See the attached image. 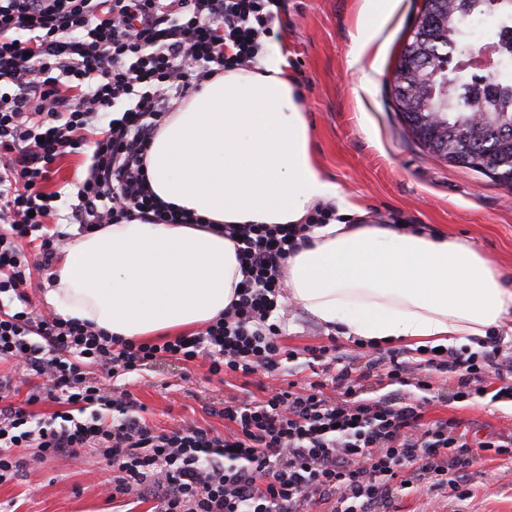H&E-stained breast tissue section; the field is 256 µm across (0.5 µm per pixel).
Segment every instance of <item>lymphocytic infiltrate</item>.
I'll use <instances>...</instances> for the list:
<instances>
[{
	"label": "lymphocytic infiltrate",
	"mask_w": 512,
	"mask_h": 512,
	"mask_svg": "<svg viewBox=\"0 0 512 512\" xmlns=\"http://www.w3.org/2000/svg\"><path fill=\"white\" fill-rule=\"evenodd\" d=\"M288 25V0H0V483L30 462L76 458L95 449L110 464L109 499L151 494L157 512H307L312 498L331 512H375L386 494L429 480L470 498V458L512 459V438L470 443L452 419L426 420L430 372L451 373L460 402L512 400V376L497 372L501 338L479 350L424 346L425 374L399 351L328 372L336 344L309 348L307 368L324 367L300 389L269 388L263 400L229 399L218 415L227 433L186 421L171 431L138 415L130 392L109 378L174 359L208 364L210 374L273 373L296 362L280 336L283 264L310 227L336 219L318 207L302 224H225L243 278L223 317L161 343L132 342L93 323L29 308L36 245L50 267L69 232L51 227L56 194L46 192L56 160L90 150L69 221L78 233L139 219L191 224L194 215L151 192L145 153L171 100L216 74L257 65L275 29ZM120 117L106 119L117 104ZM377 377L381 394L365 396ZM26 392L24 405L13 398ZM51 401L56 411L40 412Z\"/></svg>",
	"instance_id": "1"
}]
</instances>
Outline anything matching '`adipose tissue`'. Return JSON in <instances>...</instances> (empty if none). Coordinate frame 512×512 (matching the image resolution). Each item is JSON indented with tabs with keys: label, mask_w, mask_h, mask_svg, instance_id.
Here are the masks:
<instances>
[{
	"label": "adipose tissue",
	"mask_w": 512,
	"mask_h": 512,
	"mask_svg": "<svg viewBox=\"0 0 512 512\" xmlns=\"http://www.w3.org/2000/svg\"><path fill=\"white\" fill-rule=\"evenodd\" d=\"M280 53L177 104L147 149L149 186L206 226L106 224L75 238L46 297L65 317L126 339L221 316L242 279L221 224H300L340 195L314 161ZM283 267L287 299L348 339L452 343L512 320V289L470 242L382 224H322Z\"/></svg>",
	"instance_id": "1"
}]
</instances>
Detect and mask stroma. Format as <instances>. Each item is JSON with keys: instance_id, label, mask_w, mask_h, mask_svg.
<instances>
[{"instance_id": "35a3bbf8", "label": "stroma", "mask_w": 512, "mask_h": 512, "mask_svg": "<svg viewBox=\"0 0 512 512\" xmlns=\"http://www.w3.org/2000/svg\"><path fill=\"white\" fill-rule=\"evenodd\" d=\"M363 0H288V26L272 35L267 49L279 50L299 100L307 112L310 148L318 165L341 187L335 209L348 224H407L433 234L473 243L491 259L512 287V186L471 169L435 160L412 136L395 108L390 79L408 39L422 0H401L380 35L383 47L351 68ZM87 157L69 154L58 160L45 189L59 193L60 215L76 201L75 186ZM282 342L304 352L336 341L339 353L352 355L353 341L338 329H325L296 304L288 306ZM427 419L461 421L470 441L512 433V401L475 399L456 403L450 396L455 378L431 377ZM273 377L256 372L215 377L204 362L170 361L127 380L126 388L144 406L149 424L172 429L181 420L223 430L222 418L202 406L236 396L261 398ZM471 497L458 501L453 490L419 483L415 492L393 498L384 512H512V461L485 457L469 466ZM111 468L93 449L82 463L52 458L22 476L0 484L5 512H155L153 499L134 496L108 502L104 483Z\"/></svg>"}]
</instances>
